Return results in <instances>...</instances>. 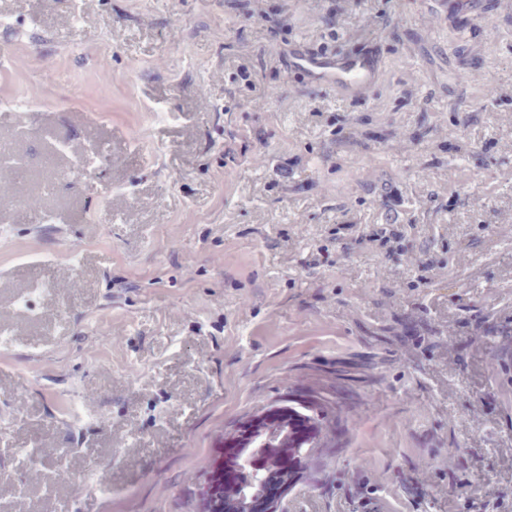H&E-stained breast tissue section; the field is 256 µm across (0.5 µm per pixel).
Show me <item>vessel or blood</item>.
I'll return each mask as SVG.
<instances>
[{"mask_svg":"<svg viewBox=\"0 0 512 512\" xmlns=\"http://www.w3.org/2000/svg\"><path fill=\"white\" fill-rule=\"evenodd\" d=\"M440 15L478 9L481 13L499 10L500 0H434ZM292 71L310 85L333 89L360 99L378 83L385 61L370 46H357L345 51H310L300 46L288 50Z\"/></svg>","mask_w":512,"mask_h":512,"instance_id":"obj_1","label":"vessel or blood"}]
</instances>
